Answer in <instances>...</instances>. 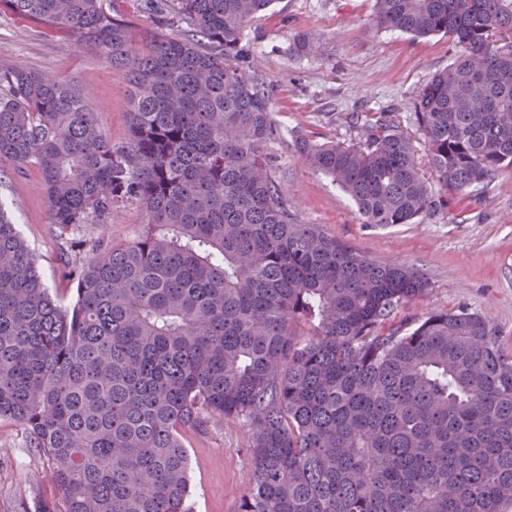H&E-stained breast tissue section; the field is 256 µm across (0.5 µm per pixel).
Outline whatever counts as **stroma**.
Returning a JSON list of instances; mask_svg holds the SVG:
<instances>
[{
    "label": "stroma",
    "instance_id": "obj_1",
    "mask_svg": "<svg viewBox=\"0 0 512 512\" xmlns=\"http://www.w3.org/2000/svg\"><path fill=\"white\" fill-rule=\"evenodd\" d=\"M374 0H274L267 15L249 25L257 71L281 129L268 150L275 158L274 179L285 189L300 223L320 225L352 250L380 263L414 266L431 282L429 295L404 305L387 320L396 328L431 310L466 308L481 314L504 354L512 357V171L487 187L474 188L448 210L415 224L377 227L363 223L348 195L328 177L304 165L296 139L351 143L364 112H391L414 134L421 171L430 167L422 138L416 137L413 102L435 72L452 63L455 46L445 35L414 37L378 30L370 23ZM315 47L309 56L291 49L297 36ZM0 64L72 78L90 87L113 142L126 141L129 129L125 82L99 58L63 33L20 28L0 15ZM0 200L35 254L52 292L65 305L76 301L77 282L68 270L87 258L99 242L127 244L144 230L137 202H121L107 231L83 224L60 233L51 224L35 168L17 172L0 164ZM190 497L193 512H239L250 459L246 432L233 420L211 421L206 430L187 431ZM49 462L30 445L25 428L0 417V512H35L63 495L45 473Z\"/></svg>",
    "mask_w": 512,
    "mask_h": 512
}]
</instances>
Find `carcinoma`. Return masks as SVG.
<instances>
[{
	"mask_svg": "<svg viewBox=\"0 0 512 512\" xmlns=\"http://www.w3.org/2000/svg\"><path fill=\"white\" fill-rule=\"evenodd\" d=\"M274 0H167L141 28L108 0H0L122 73L130 134L94 91L0 67V163L36 168L62 231L134 200L145 230L71 266L54 296L0 207V417L51 462L64 512H191L187 429L245 428L239 512H512V357L484 317L434 310L417 268L299 224L271 176L279 135L247 27ZM372 23L456 54L414 102L441 189L386 112L358 141L296 145L363 223L413 224L512 170V0H374Z\"/></svg>",
	"mask_w": 512,
	"mask_h": 512,
	"instance_id": "1",
	"label": "carcinoma"
}]
</instances>
